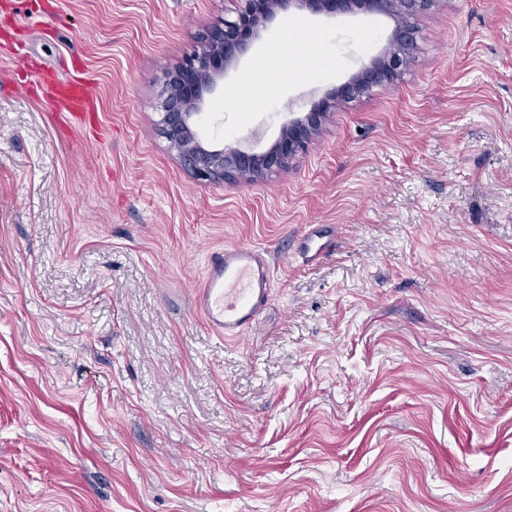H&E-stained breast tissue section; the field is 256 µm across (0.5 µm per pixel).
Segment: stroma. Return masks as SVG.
I'll return each instance as SVG.
<instances>
[{
	"label": "stroma",
	"instance_id": "stroma-1",
	"mask_svg": "<svg viewBox=\"0 0 512 512\" xmlns=\"http://www.w3.org/2000/svg\"><path fill=\"white\" fill-rule=\"evenodd\" d=\"M233 9L0 0L42 68L86 62L110 129L57 132L0 56V512H512V0H436L400 79L271 178L208 182L159 105ZM292 21L339 66L241 110L230 90ZM393 27L279 13L206 95L200 141L268 150ZM236 245L273 287L227 341L194 290Z\"/></svg>",
	"mask_w": 512,
	"mask_h": 512
}]
</instances>
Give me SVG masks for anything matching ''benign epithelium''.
Listing matches in <instances>:
<instances>
[{
    "label": "benign epithelium",
    "instance_id": "1",
    "mask_svg": "<svg viewBox=\"0 0 512 512\" xmlns=\"http://www.w3.org/2000/svg\"><path fill=\"white\" fill-rule=\"evenodd\" d=\"M235 17L212 28L184 62L169 74L170 91L161 105L160 127L184 169L199 180L231 181L246 177L265 180L285 168L320 133L329 112L373 87L397 79L408 68L417 47V18L436 0H234ZM293 6L314 13L349 14L357 10L387 15L394 28L386 48L370 65L353 75L339 96L332 95L302 118L283 124L279 140L266 152L240 148H208L199 140L194 119L205 94L214 91L238 54L259 36L263 23Z\"/></svg>",
    "mask_w": 512,
    "mask_h": 512
}]
</instances>
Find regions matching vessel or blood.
I'll list each match as a JSON object with an SVG mask.
<instances>
[{
  "label": "vessel or blood",
  "mask_w": 512,
  "mask_h": 512,
  "mask_svg": "<svg viewBox=\"0 0 512 512\" xmlns=\"http://www.w3.org/2000/svg\"><path fill=\"white\" fill-rule=\"evenodd\" d=\"M25 92H40L42 104L59 127L99 125L94 83L84 63L74 64L69 76L57 81L20 77ZM270 264L262 250L250 246L212 252L200 284L194 290L197 311L208 326L227 340L238 339L256 324L269 302Z\"/></svg>",
  "instance_id": "1"
}]
</instances>
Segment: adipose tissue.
Listing matches in <instances>:
<instances>
[{
  "label": "adipose tissue",
  "instance_id": "1",
  "mask_svg": "<svg viewBox=\"0 0 512 512\" xmlns=\"http://www.w3.org/2000/svg\"><path fill=\"white\" fill-rule=\"evenodd\" d=\"M266 55L275 63V76L245 73L237 88V96L255 100L265 92L286 89L292 65L304 57L311 58L313 67L320 75L334 71L337 65L325 42L313 40L310 32L290 28L282 29L275 35Z\"/></svg>",
  "mask_w": 512,
  "mask_h": 512
}]
</instances>
